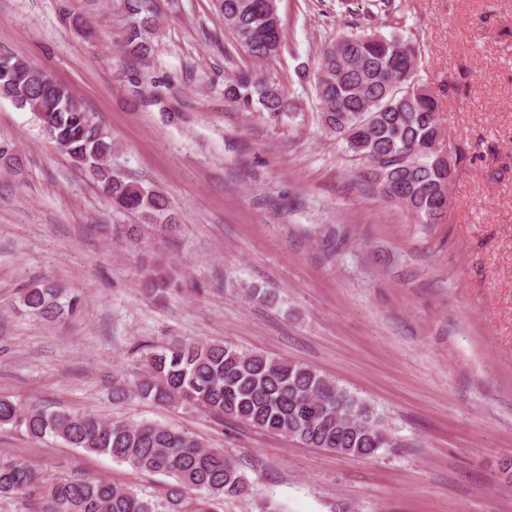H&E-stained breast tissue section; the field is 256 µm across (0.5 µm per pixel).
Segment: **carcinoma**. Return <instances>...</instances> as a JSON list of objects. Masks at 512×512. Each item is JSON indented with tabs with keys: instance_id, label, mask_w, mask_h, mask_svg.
<instances>
[{
	"instance_id": "obj_1",
	"label": "carcinoma",
	"mask_w": 512,
	"mask_h": 512,
	"mask_svg": "<svg viewBox=\"0 0 512 512\" xmlns=\"http://www.w3.org/2000/svg\"><path fill=\"white\" fill-rule=\"evenodd\" d=\"M126 24L121 48L143 58L158 24L157 0H120ZM367 21L400 11L396 0H370ZM224 28L256 61L278 54L284 28L278 0H215ZM420 46L401 27L387 34L349 32L322 47L314 73L325 129L367 164L364 180L383 199L405 208L419 224H437L453 180L441 145L438 102L420 82ZM0 97L27 110L61 152L97 181L112 206L137 215L122 237L138 246L142 226L170 236L178 227L168 197L115 174L112 135L96 122L68 86L51 83L45 69L0 57ZM224 99L242 112L262 109L272 118L295 117L285 90L260 72L238 69L226 77ZM19 169L22 156L0 142V165ZM141 287L155 301L181 290L177 271L161 257L141 259ZM19 305L47 321L63 320L79 296L50 282L26 288ZM133 391L159 405H188L343 457L373 458L389 447V430L374 409L311 367L241 351L208 340H171L155 348L132 385L116 382L120 401ZM22 425L35 439L108 455L142 472L172 479L162 497L144 496L104 478L49 482L23 461L0 464V499L22 498L25 512H211L208 504L240 496L247 482L221 448L164 424L100 418L58 409H24L0 397V426Z\"/></svg>"
}]
</instances>
